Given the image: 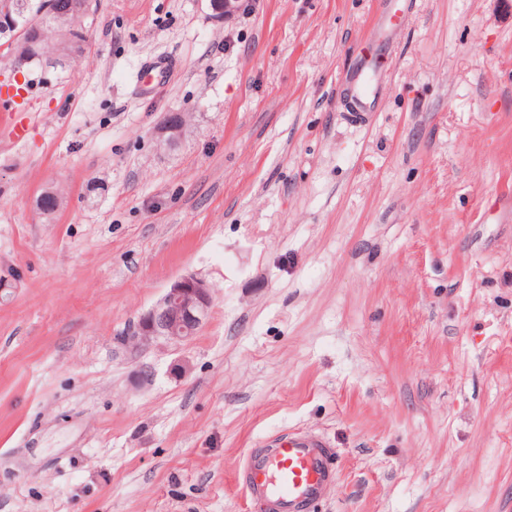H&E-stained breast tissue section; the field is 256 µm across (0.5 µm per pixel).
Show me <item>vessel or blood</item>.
Segmentation results:
<instances>
[{"label": "vessel or blood", "instance_id": "1", "mask_svg": "<svg viewBox=\"0 0 512 512\" xmlns=\"http://www.w3.org/2000/svg\"><path fill=\"white\" fill-rule=\"evenodd\" d=\"M386 70L377 56H360L351 67L341 102L356 120L378 111L385 95ZM20 89L0 92V127L12 141L25 140L30 125L22 113ZM335 450L321 434L296 430L275 436L251 450L234 479L253 512H314L336 478Z\"/></svg>", "mask_w": 512, "mask_h": 512}]
</instances>
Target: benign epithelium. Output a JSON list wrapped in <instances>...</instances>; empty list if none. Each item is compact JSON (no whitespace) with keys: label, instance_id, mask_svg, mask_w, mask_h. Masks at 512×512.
Returning <instances> with one entry per match:
<instances>
[{"label":"benign epithelium","instance_id":"obj_1","mask_svg":"<svg viewBox=\"0 0 512 512\" xmlns=\"http://www.w3.org/2000/svg\"><path fill=\"white\" fill-rule=\"evenodd\" d=\"M18 0H0V34L14 39L19 27ZM212 295L204 281L186 275L175 280L159 301L139 319L133 345L142 347L163 338L180 343L190 339L206 320Z\"/></svg>","mask_w":512,"mask_h":512}]
</instances>
